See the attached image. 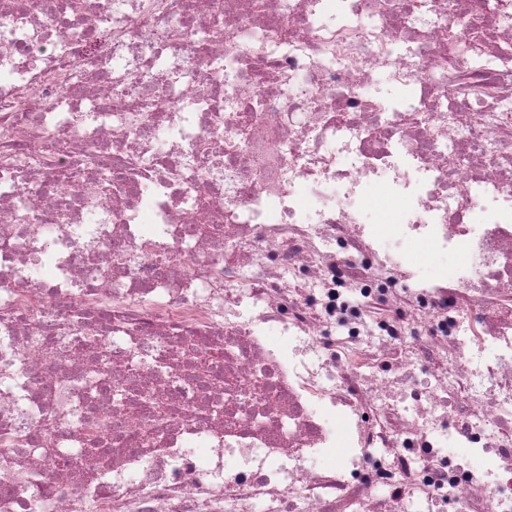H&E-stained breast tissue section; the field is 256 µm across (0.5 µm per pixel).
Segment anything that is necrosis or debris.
I'll list each match as a JSON object with an SVG mask.
<instances>
[{
  "label": "necrosis or debris",
  "mask_w": 512,
  "mask_h": 512,
  "mask_svg": "<svg viewBox=\"0 0 512 512\" xmlns=\"http://www.w3.org/2000/svg\"><path fill=\"white\" fill-rule=\"evenodd\" d=\"M0 512H512V0H0Z\"/></svg>",
  "instance_id": "necrosis-or-debris-1"
}]
</instances>
